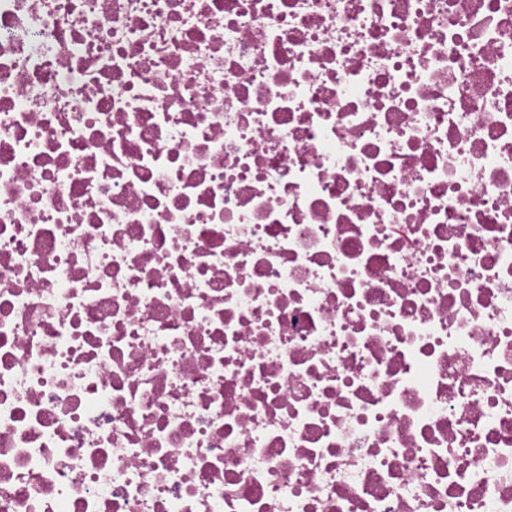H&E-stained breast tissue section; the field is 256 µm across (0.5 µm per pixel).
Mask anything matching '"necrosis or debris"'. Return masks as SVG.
<instances>
[{
	"label": "necrosis or debris",
	"instance_id": "necrosis-or-debris-1",
	"mask_svg": "<svg viewBox=\"0 0 512 512\" xmlns=\"http://www.w3.org/2000/svg\"><path fill=\"white\" fill-rule=\"evenodd\" d=\"M0 512H512V0H0Z\"/></svg>",
	"mask_w": 512,
	"mask_h": 512
}]
</instances>
